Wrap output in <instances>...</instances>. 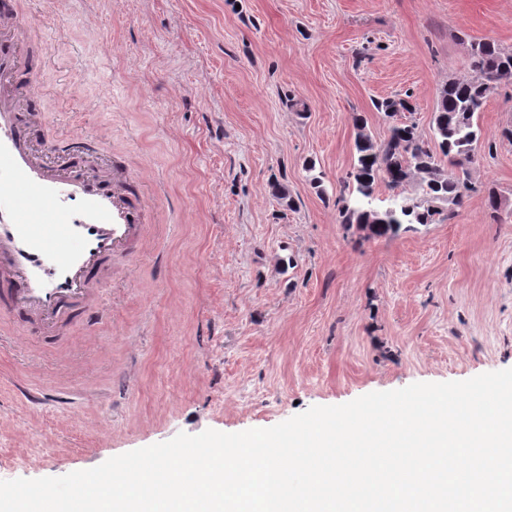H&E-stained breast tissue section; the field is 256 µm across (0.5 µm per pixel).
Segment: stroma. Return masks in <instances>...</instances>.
<instances>
[{
  "label": "stroma",
  "instance_id": "obj_1",
  "mask_svg": "<svg viewBox=\"0 0 512 512\" xmlns=\"http://www.w3.org/2000/svg\"><path fill=\"white\" fill-rule=\"evenodd\" d=\"M11 2L47 55L45 138L94 139L148 208L99 324L48 343L0 310V480L512 368V83L479 114L475 190L452 219L369 238L335 206L355 116L383 141L374 103L402 98L432 138L470 41L512 51V0Z\"/></svg>",
  "mask_w": 512,
  "mask_h": 512
}]
</instances>
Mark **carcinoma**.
Wrapping results in <instances>:
<instances>
[{"mask_svg":"<svg viewBox=\"0 0 512 512\" xmlns=\"http://www.w3.org/2000/svg\"><path fill=\"white\" fill-rule=\"evenodd\" d=\"M469 67L473 78H450L440 89L430 141L415 124L395 120L398 113L409 110L404 99L376 102L378 111L394 119L380 143L366 132L364 120L355 118L357 162L346 174L343 191L336 197L345 228L355 224L368 238H390L405 225L432 224L441 215L449 220L463 206L474 190L471 165L482 137L479 112L498 85L512 80V52L491 41L473 42ZM445 160L446 169L441 166ZM380 181L389 188L414 181L421 198L414 200L396 193L385 208L379 209L373 206V200Z\"/></svg>","mask_w":512,"mask_h":512,"instance_id":"carcinoma-1","label":"carcinoma"}]
</instances>
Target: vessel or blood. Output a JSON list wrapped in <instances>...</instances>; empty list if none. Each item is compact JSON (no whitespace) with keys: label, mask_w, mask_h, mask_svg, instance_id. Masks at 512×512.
Segmentation results:
<instances>
[{"label":"vessel or blood","mask_w":512,"mask_h":512,"mask_svg":"<svg viewBox=\"0 0 512 512\" xmlns=\"http://www.w3.org/2000/svg\"><path fill=\"white\" fill-rule=\"evenodd\" d=\"M21 16L0 12V306L43 334L92 309L99 275L131 260L143 236L144 195L113 164L112 178L84 179L53 156L94 162L92 140L73 135L35 145L22 115L31 88Z\"/></svg>","instance_id":"vessel-or-blood-1"}]
</instances>
